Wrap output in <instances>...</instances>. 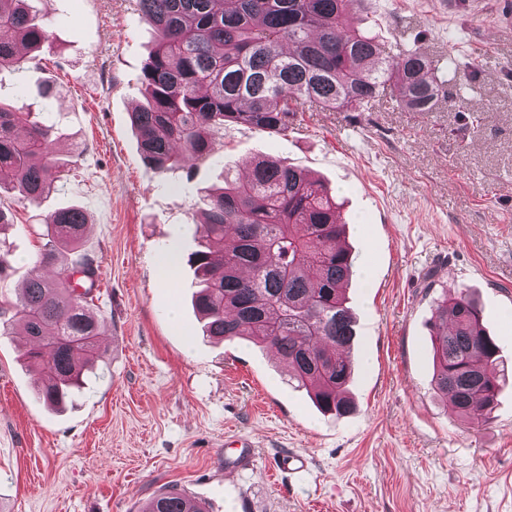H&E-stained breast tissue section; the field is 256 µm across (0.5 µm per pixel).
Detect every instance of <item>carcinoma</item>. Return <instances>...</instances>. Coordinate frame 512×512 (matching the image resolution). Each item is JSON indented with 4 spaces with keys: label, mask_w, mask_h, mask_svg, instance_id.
I'll list each match as a JSON object with an SVG mask.
<instances>
[{
    "label": "carcinoma",
    "mask_w": 512,
    "mask_h": 512,
    "mask_svg": "<svg viewBox=\"0 0 512 512\" xmlns=\"http://www.w3.org/2000/svg\"><path fill=\"white\" fill-rule=\"evenodd\" d=\"M29 0H0V68L39 51L49 24ZM352 0H138L155 47L142 71L146 105L131 113L144 161L162 173L217 152L230 123L259 132L288 130V115L309 104L325 111L362 108L387 89L407 112H433L445 81L417 51L393 54L373 37L342 30ZM0 105V192L18 190L38 202L59 180L54 127ZM204 196V221L190 263L199 277L194 307L204 333L220 341L246 338L274 351L317 407L349 414L356 331L346 306L352 257L342 244L337 203L318 180L284 162L257 160L244 181ZM78 207L50 213L39 263L52 279H29L0 334L17 327L29 337L24 357L40 397L62 407L84 388V368L103 358L100 326L88 298L94 260L61 261L84 236ZM80 273L89 282L70 287ZM432 386L453 396L464 421L486 420L506 385L498 346L465 293L438 300L431 318ZM148 512H206L170 490Z\"/></svg>",
    "instance_id": "cac0c4a2"
}]
</instances>
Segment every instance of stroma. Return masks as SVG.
I'll return each mask as SVG.
<instances>
[{"label": "stroma", "mask_w": 512, "mask_h": 512, "mask_svg": "<svg viewBox=\"0 0 512 512\" xmlns=\"http://www.w3.org/2000/svg\"><path fill=\"white\" fill-rule=\"evenodd\" d=\"M506 5L360 0L347 26L423 53L447 78L436 111L389 95L352 111L305 106L284 133L230 124L213 160L160 173L130 125L154 40L137 0H33L50 41L0 69V102L50 113L62 173L40 202L0 195L13 220L0 232L12 259L0 307L49 274L37 260L45 215L81 207L104 359L57 411L35 391L25 338L0 335V512H145L172 489L207 512H512V39H490ZM258 157L315 175L341 205L357 331L348 416L321 413L273 352L202 334L187 258L203 196ZM172 250L170 286L160 265ZM461 289L509 378L479 424L432 386L434 302ZM289 452L306 470L277 474Z\"/></svg>", "instance_id": "stroma-1"}]
</instances>
